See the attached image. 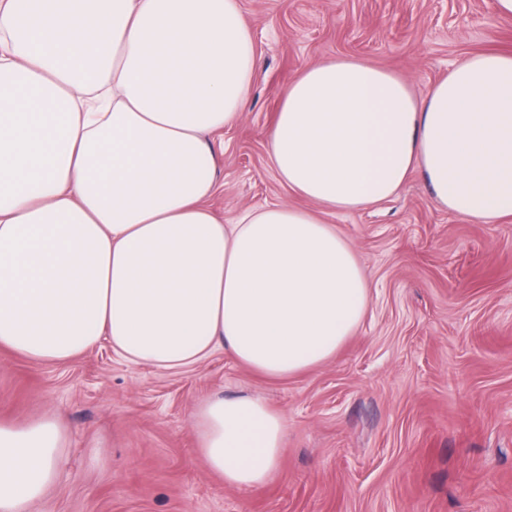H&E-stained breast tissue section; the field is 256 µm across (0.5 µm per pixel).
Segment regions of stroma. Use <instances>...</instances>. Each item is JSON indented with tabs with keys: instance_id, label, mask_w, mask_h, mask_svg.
<instances>
[{
	"instance_id": "35a3bbf8",
	"label": "stroma",
	"mask_w": 512,
	"mask_h": 512,
	"mask_svg": "<svg viewBox=\"0 0 512 512\" xmlns=\"http://www.w3.org/2000/svg\"><path fill=\"white\" fill-rule=\"evenodd\" d=\"M256 38L249 102L215 139L212 211L310 208L270 167L284 87L308 63L362 60L424 96L468 56L512 52L495 0H240ZM371 284L365 319L324 364L262 377L215 353L158 370L107 342L43 366L0 352V420L54 414L64 466L30 512H512V218L469 222L420 171L394 197L325 214ZM265 400L284 414L281 465L264 486H226L192 430L200 403Z\"/></svg>"
}]
</instances>
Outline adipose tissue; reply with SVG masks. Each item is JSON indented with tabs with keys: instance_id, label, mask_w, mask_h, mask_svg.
I'll return each instance as SVG.
<instances>
[{
	"instance_id": "1",
	"label": "adipose tissue",
	"mask_w": 512,
	"mask_h": 512,
	"mask_svg": "<svg viewBox=\"0 0 512 512\" xmlns=\"http://www.w3.org/2000/svg\"><path fill=\"white\" fill-rule=\"evenodd\" d=\"M254 55L239 0H0L1 348L53 364L105 338L132 363L221 351L294 376L335 356L370 300L322 210L379 204L416 169L449 211L512 217V54L486 52L422 98L360 60L306 65L268 147L312 209L224 223L209 138L242 118ZM192 427L226 485L278 472L286 420L264 400H208ZM64 443L47 414L0 422V512L43 496Z\"/></svg>"
}]
</instances>
